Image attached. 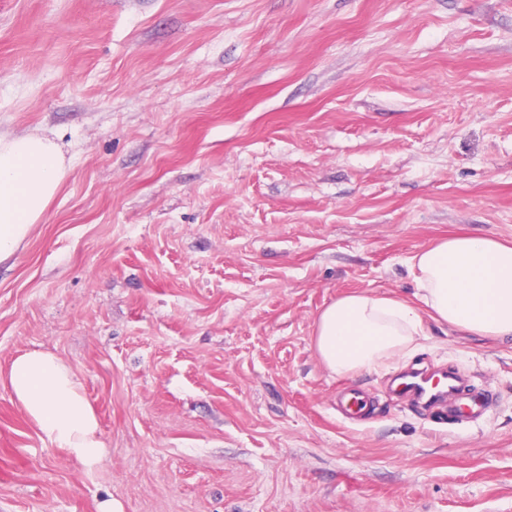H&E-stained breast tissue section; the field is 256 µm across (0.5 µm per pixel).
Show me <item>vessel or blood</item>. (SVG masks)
<instances>
[{
    "mask_svg": "<svg viewBox=\"0 0 512 512\" xmlns=\"http://www.w3.org/2000/svg\"><path fill=\"white\" fill-rule=\"evenodd\" d=\"M400 387L403 392L411 394L422 407L445 410L449 420L455 422L478 420L489 407V398L485 394L477 392L461 395V386L457 379L448 380L435 373L420 370L407 372Z\"/></svg>",
    "mask_w": 512,
    "mask_h": 512,
    "instance_id": "vessel-or-blood-1",
    "label": "vessel or blood"
}]
</instances>
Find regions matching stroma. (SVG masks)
Masks as SVG:
<instances>
[{"mask_svg": "<svg viewBox=\"0 0 512 512\" xmlns=\"http://www.w3.org/2000/svg\"><path fill=\"white\" fill-rule=\"evenodd\" d=\"M24 135L66 175L0 263V512H512L511 337L434 324L347 378L312 343L341 295L413 299L422 248L512 243V0H0ZM31 350L82 382L93 468L13 397ZM416 369L487 413L389 395Z\"/></svg>", "mask_w": 512, "mask_h": 512, "instance_id": "35a3bbf8", "label": "stroma"}]
</instances>
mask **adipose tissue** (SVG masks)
Returning <instances> with one entry per match:
<instances>
[{"label": "adipose tissue", "instance_id": "ef3b65f1", "mask_svg": "<svg viewBox=\"0 0 512 512\" xmlns=\"http://www.w3.org/2000/svg\"><path fill=\"white\" fill-rule=\"evenodd\" d=\"M65 173L50 139L0 137V262L11 258L43 217ZM415 300L365 290L319 314L313 343L336 376L371 372L422 349L436 322L475 336H512V247L491 238L458 236L411 258ZM15 399L52 445L93 466L102 441L80 380L56 355L33 350L10 364Z\"/></svg>", "mask_w": 512, "mask_h": 512}]
</instances>
